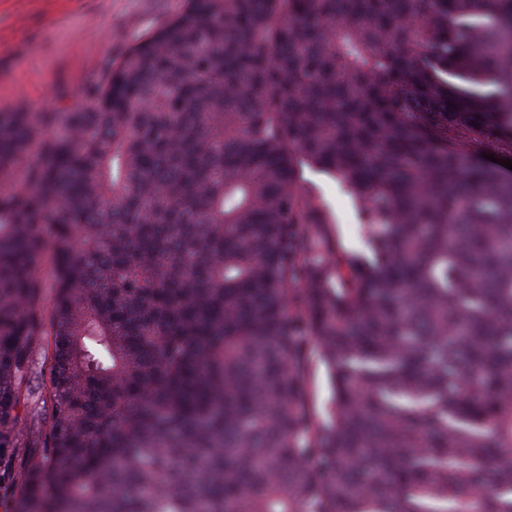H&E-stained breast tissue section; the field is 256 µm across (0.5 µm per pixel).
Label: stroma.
<instances>
[{"mask_svg":"<svg viewBox=\"0 0 512 512\" xmlns=\"http://www.w3.org/2000/svg\"><path fill=\"white\" fill-rule=\"evenodd\" d=\"M183 0H0V111L59 112L102 79L133 41L176 15ZM331 231L353 253L365 249L358 208L331 177L303 169ZM26 448L0 450V512H11Z\"/></svg>","mask_w":512,"mask_h":512,"instance_id":"35a3bbf8","label":"stroma"}]
</instances>
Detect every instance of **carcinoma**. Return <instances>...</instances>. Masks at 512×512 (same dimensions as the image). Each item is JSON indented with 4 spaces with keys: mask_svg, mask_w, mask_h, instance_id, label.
<instances>
[{
    "mask_svg": "<svg viewBox=\"0 0 512 512\" xmlns=\"http://www.w3.org/2000/svg\"><path fill=\"white\" fill-rule=\"evenodd\" d=\"M484 153L512 158V0H184L75 110L0 112V448L36 449L12 512H512V178ZM304 185L326 208L331 217V231L342 247L352 253L365 249V230L359 221L358 208L343 188L331 177L303 168ZM41 365L42 360L40 357H37L34 373L30 380L32 396L29 398L27 406L21 408L19 411V432L22 438H25L32 433H37L40 429L45 428L47 424L46 413L42 408L41 400H39V394L42 389L43 382Z\"/></svg>",
    "mask_w": 512,
    "mask_h": 512,
    "instance_id": "cac0c4a2",
    "label": "carcinoma"
}]
</instances>
